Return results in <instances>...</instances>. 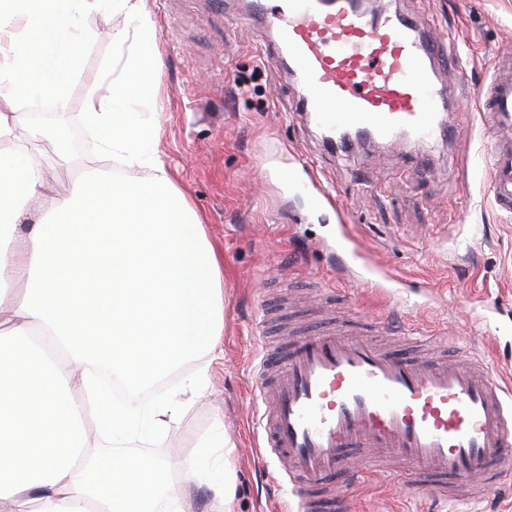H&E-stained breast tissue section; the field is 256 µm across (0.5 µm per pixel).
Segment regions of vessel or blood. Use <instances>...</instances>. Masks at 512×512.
I'll list each match as a JSON object with an SVG mask.
<instances>
[{
  "instance_id": "1",
  "label": "vessel or blood",
  "mask_w": 512,
  "mask_h": 512,
  "mask_svg": "<svg viewBox=\"0 0 512 512\" xmlns=\"http://www.w3.org/2000/svg\"><path fill=\"white\" fill-rule=\"evenodd\" d=\"M256 15L276 37L288 73L300 81L296 108L324 131L328 154L367 138L437 147L461 135L448 124L439 75L458 64L446 33L384 0H281ZM490 135L488 190L512 212V61L496 65L480 93ZM316 332L290 329L262 343L253 377L264 445L293 482L301 512H340L385 453L411 491L440 501L478 483L493 488L512 460V407L483 360L436 338L389 336L384 320L337 315L324 298Z\"/></svg>"
}]
</instances>
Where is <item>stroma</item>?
I'll return each instance as SVG.
<instances>
[{
  "instance_id": "obj_1",
  "label": "stroma",
  "mask_w": 512,
  "mask_h": 512,
  "mask_svg": "<svg viewBox=\"0 0 512 512\" xmlns=\"http://www.w3.org/2000/svg\"><path fill=\"white\" fill-rule=\"evenodd\" d=\"M454 30L460 68L447 69L449 121L463 137L426 152L437 178L378 143L332 157L314 121L295 109L298 83L272 59V34L254 21L253 0H145L161 60L162 107L153 115L158 150L176 186L202 216L224 259V334L199 396L181 390L195 361L175 371L167 394L177 422L161 452L196 450L224 416L235 443L232 512H298L289 480L253 450L250 388L261 360V309L278 288L332 289L351 315L387 319L396 333L458 338L512 388V213L496 208L486 183L489 146L475 91L501 56L512 55V0H392ZM100 37L70 82L69 108L48 114L71 142L62 156L39 139L40 161L56 183L89 167L139 168L100 156L81 120L86 96L112 55L107 34L120 14L90 13ZM489 492L458 497L447 512H512V462ZM344 512H432L431 503L387 473L355 486Z\"/></svg>"
}]
</instances>
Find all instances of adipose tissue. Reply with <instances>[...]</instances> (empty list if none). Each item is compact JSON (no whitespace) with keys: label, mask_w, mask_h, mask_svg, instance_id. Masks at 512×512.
I'll return each mask as SVG.
<instances>
[{"label":"adipose tissue","mask_w":512,"mask_h":512,"mask_svg":"<svg viewBox=\"0 0 512 512\" xmlns=\"http://www.w3.org/2000/svg\"><path fill=\"white\" fill-rule=\"evenodd\" d=\"M143 2L0 0V512H186L194 486L210 492V512H227L233 496L223 418L196 452L159 459L141 449L170 430L172 400L126 407L95 394L94 372L136 393L189 359L186 390L197 393L224 334L219 258L149 119L160 60ZM92 12L125 23L84 121L102 154L147 174L91 170L48 193L21 100L68 109ZM85 395L96 399L94 438Z\"/></svg>","instance_id":"adipose-tissue-1"}]
</instances>
